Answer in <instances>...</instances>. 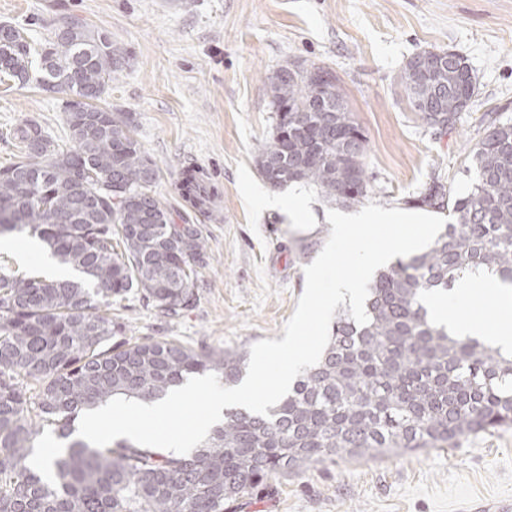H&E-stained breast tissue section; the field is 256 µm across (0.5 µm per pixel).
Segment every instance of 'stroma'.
<instances>
[{"label": "stroma", "mask_w": 512, "mask_h": 512, "mask_svg": "<svg viewBox=\"0 0 512 512\" xmlns=\"http://www.w3.org/2000/svg\"><path fill=\"white\" fill-rule=\"evenodd\" d=\"M82 20L127 51L104 105L133 113L136 137L155 161V193L175 222L199 225L210 260L195 300L165 318L136 296L112 303L121 338H168L195 348L249 353L280 340L305 286L303 269L330 231L328 210L360 204L300 183L302 216L260 209L274 190L256 156L276 124L269 78L298 61L332 68L369 143L368 201L410 210V198L440 183L470 186V151L481 120H512V0H0V23L50 39L63 19ZM466 57L477 89L453 128L413 112L399 73L427 50ZM0 82V168L19 155L6 134L33 121L63 136L65 93ZM196 168L216 193L211 216L186 207L175 184ZM512 497V426L454 448L349 457L268 481L233 512H472Z\"/></svg>", "instance_id": "obj_1"}]
</instances>
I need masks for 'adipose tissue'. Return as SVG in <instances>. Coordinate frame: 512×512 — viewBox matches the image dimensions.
I'll return each instance as SVG.
<instances>
[{
  "label": "adipose tissue",
  "mask_w": 512,
  "mask_h": 512,
  "mask_svg": "<svg viewBox=\"0 0 512 512\" xmlns=\"http://www.w3.org/2000/svg\"><path fill=\"white\" fill-rule=\"evenodd\" d=\"M483 294L499 307L512 306V288L500 279L479 270L458 278L447 294H440L430 301L428 308L438 322L445 324L456 334L484 336L504 350H512V322H503L493 327L469 316L464 311L473 294Z\"/></svg>",
  "instance_id": "obj_1"
}]
</instances>
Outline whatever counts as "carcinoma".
<instances>
[{"label":"carcinoma","mask_w":512,"mask_h":512,"mask_svg":"<svg viewBox=\"0 0 512 512\" xmlns=\"http://www.w3.org/2000/svg\"><path fill=\"white\" fill-rule=\"evenodd\" d=\"M72 22L39 51L24 27L0 37L1 74L27 82L38 53L43 86L68 95L71 142L56 147L35 123L12 131L20 156L0 169V236L26 229L79 273L59 283L0 271V512H229L269 479L336 457L454 448L512 425V352L450 332L423 306L477 268L512 285V122L492 117L471 150V189L454 196L434 184L412 198L451 221L426 249L378 272L368 323L338 315L319 363L268 415L230 410L185 455L74 440L50 459L57 481L44 480L33 457L45 429L67 439L84 409L117 396L159 398L206 371L233 384L245 365L241 353L174 339L112 341V298L139 294L175 315L193 302L209 255L197 225L175 223L155 196L158 167L131 114L97 105L126 49ZM458 65L442 86L402 70L412 110L431 127L454 125L460 88L474 95L469 64L460 56ZM319 70L320 83L303 62L269 78L277 123L258 172H275V188L305 183L359 203L370 185L368 140L353 112L336 111L347 106L336 73ZM180 190L195 204L206 188L189 170Z\"/></svg>","instance_id":"1"}]
</instances>
